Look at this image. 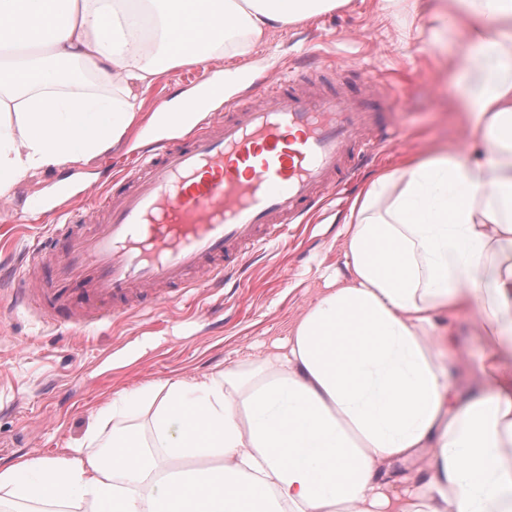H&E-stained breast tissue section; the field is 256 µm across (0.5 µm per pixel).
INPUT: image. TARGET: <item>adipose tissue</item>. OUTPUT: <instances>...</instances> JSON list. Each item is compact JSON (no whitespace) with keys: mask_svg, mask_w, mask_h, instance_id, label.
Returning a JSON list of instances; mask_svg holds the SVG:
<instances>
[{"mask_svg":"<svg viewBox=\"0 0 512 512\" xmlns=\"http://www.w3.org/2000/svg\"><path fill=\"white\" fill-rule=\"evenodd\" d=\"M351 0H0V194L102 153L139 119L141 89ZM456 25L473 147L372 179L353 202L348 278L297 319L280 352L143 387L68 454L0 466V512H512V0H421ZM82 67L114 97L66 77ZM223 79L152 114L194 124ZM476 310L489 348L466 396L446 390L456 343L441 311ZM431 476L388 494L389 460Z\"/></svg>","mask_w":512,"mask_h":512,"instance_id":"ef3b65f1","label":"adipose tissue"}]
</instances>
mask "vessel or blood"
<instances>
[{
  "label": "vessel or blood",
  "mask_w": 512,
  "mask_h": 512,
  "mask_svg": "<svg viewBox=\"0 0 512 512\" xmlns=\"http://www.w3.org/2000/svg\"><path fill=\"white\" fill-rule=\"evenodd\" d=\"M325 90L276 76L255 104L209 115L174 145L150 149L119 173L93 212L71 210L25 265L21 298L60 328L112 321L174 292L228 283L237 266L287 236L329 193L399 139L393 97Z\"/></svg>",
  "instance_id": "vessel-or-blood-1"
}]
</instances>
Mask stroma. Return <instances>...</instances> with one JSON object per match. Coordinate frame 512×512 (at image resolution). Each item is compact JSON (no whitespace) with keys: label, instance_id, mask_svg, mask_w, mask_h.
Segmentation results:
<instances>
[{"label":"stroma","instance_id":"obj_1","mask_svg":"<svg viewBox=\"0 0 512 512\" xmlns=\"http://www.w3.org/2000/svg\"><path fill=\"white\" fill-rule=\"evenodd\" d=\"M462 53L455 38L428 30L419 35L406 16H381L377 0H353L350 8L275 32L270 47L176 67L144 89L148 116L217 72L224 75L223 108L293 65L334 64L335 75L324 79L330 89L355 83L369 68L403 100L393 115L402 137L382 147L347 188L334 191L320 215L248 258L222 293L191 291L164 307L147 303L116 322L73 333L47 327L29 307L14 305L17 281L0 283V463L64 455L113 405L133 404L148 383L219 372L285 342L326 279L347 275L345 218L366 185L409 160L474 145L476 131L459 119V77L448 66ZM136 137L127 132L103 154L40 171L0 197V269L19 268L46 230L45 219L26 213L31 193L54 207L66 183L78 192L71 207H91L111 184L115 163L133 154Z\"/></svg>","mask_w":512,"mask_h":512}]
</instances>
